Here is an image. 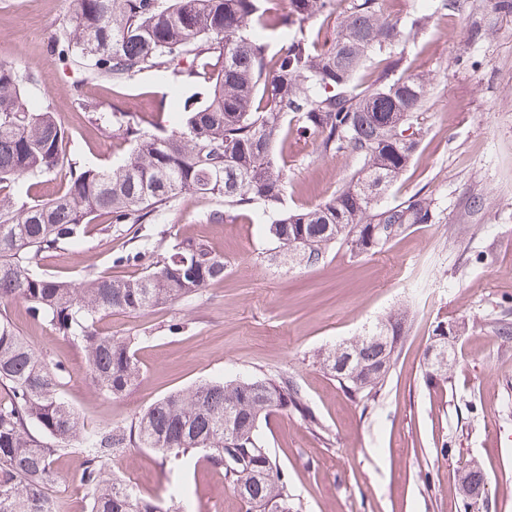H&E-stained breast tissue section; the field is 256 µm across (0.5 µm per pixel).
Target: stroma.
<instances>
[{
  "mask_svg": "<svg viewBox=\"0 0 512 512\" xmlns=\"http://www.w3.org/2000/svg\"><path fill=\"white\" fill-rule=\"evenodd\" d=\"M388 11L428 15L425 28L396 50L399 73L430 79L421 135L404 175L387 198L436 199L439 220L417 224L377 253L333 247L311 267L291 266L261 220V206L226 211L223 199L181 197L154 222L90 231L78 249L54 253L44 268L66 280L93 270L140 275L177 242L207 240L224 257V279L197 296L143 314L103 321L133 336L140 383L117 398L94 387L79 348L15 302L6 314L24 339L66 368L64 396L89 426L125 425L155 400L204 379L293 380L319 420L279 411L262 423L264 444L288 481L293 512H512V13L497 0H387ZM73 0H0V60L29 79L25 95L49 108L68 132L70 163L118 161L125 149L113 110L149 127L161 108L197 91L186 77L143 70L123 82L91 75L77 55L50 51L69 27ZM488 31L469 41L470 16ZM286 169L283 206L325 203L357 167L350 155L327 156L316 142L289 133L280 148ZM223 223H211L213 213ZM148 248L149 258L125 260ZM410 321L376 404L363 406L319 363V353L364 334L397 308ZM465 318L451 379L427 381L424 354L440 320ZM83 456H57L56 512H86L79 484ZM478 463L485 498L465 508L456 473ZM138 495L182 501L187 512H248L249 506L207 462L187 467L136 449L114 459Z\"/></svg>",
  "mask_w": 512,
  "mask_h": 512,
  "instance_id": "obj_1",
  "label": "stroma"
}]
</instances>
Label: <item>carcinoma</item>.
I'll use <instances>...</instances> for the list:
<instances>
[{
  "label": "carcinoma",
  "instance_id": "cac0c4a2",
  "mask_svg": "<svg viewBox=\"0 0 512 512\" xmlns=\"http://www.w3.org/2000/svg\"><path fill=\"white\" fill-rule=\"evenodd\" d=\"M334 0H75L72 25L53 52L77 54L90 73L120 83L133 73L174 69L211 88L202 104H184L171 132L127 123L129 149L110 165L69 169L47 199L32 196L29 178L65 166L67 132L55 113L25 99L23 72L0 61V304L23 301L33 318L77 343L99 393L118 397L141 371L133 343L99 328L114 312L140 313L192 298L224 277V257L204 241L173 246L137 277L89 273L78 282L40 271L43 255L81 244L100 217L146 224L185 195L224 199L230 209L263 206L266 232L289 249L307 243L298 263L312 266L329 248L380 251L415 224H434L437 205L413 195L381 202L406 171L417 142L405 135L427 100V79L390 70L389 54L422 15L405 22L383 0H349L332 29L289 36L316 16L329 18ZM380 57L375 80L353 86L367 61ZM296 131L323 154L353 155L358 168L328 202L301 212L282 210L285 174L275 154ZM397 309L356 343L349 368L336 369V347L321 365L351 396L375 402L407 324ZM63 367L50 365L0 312V512H54V457L84 454L80 485L88 512H183L137 495L112 471V459L147 448L182 464L202 455L224 470L228 486L253 512H291L288 485L265 448L259 425L277 410L318 425L289 378L204 380L172 392L126 426L83 428L63 393Z\"/></svg>",
  "mask_w": 512,
  "mask_h": 512
}]
</instances>
